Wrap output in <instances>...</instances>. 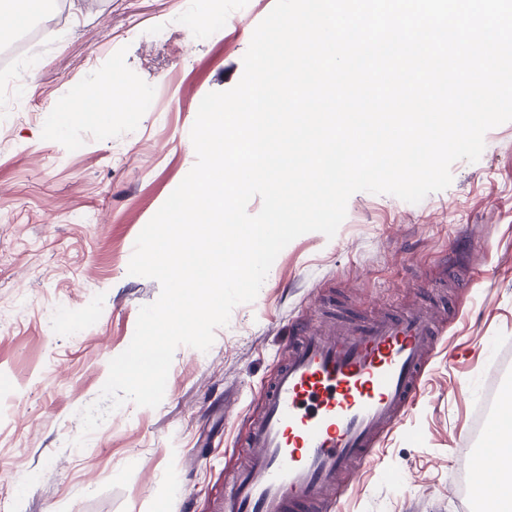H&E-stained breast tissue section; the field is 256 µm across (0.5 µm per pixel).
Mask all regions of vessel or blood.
I'll use <instances>...</instances> for the list:
<instances>
[{
    "mask_svg": "<svg viewBox=\"0 0 512 512\" xmlns=\"http://www.w3.org/2000/svg\"><path fill=\"white\" fill-rule=\"evenodd\" d=\"M436 322L420 309L303 325L261 390L247 436L251 461L226 485L224 512H332L342 478L369 460L418 397ZM465 454L473 460L467 494L479 501L489 491L487 454Z\"/></svg>",
    "mask_w": 512,
    "mask_h": 512,
    "instance_id": "obj_1",
    "label": "vessel or blood"
}]
</instances>
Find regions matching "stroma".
Returning a JSON list of instances; mask_svg holds the SVG:
<instances>
[{
  "label": "stroma",
  "instance_id": "stroma-1",
  "mask_svg": "<svg viewBox=\"0 0 512 512\" xmlns=\"http://www.w3.org/2000/svg\"><path fill=\"white\" fill-rule=\"evenodd\" d=\"M274 5L68 0L42 62L22 65L31 110L0 112V512H218L289 321L331 305L361 320L430 304L448 315L420 394L338 507L475 512L456 450L476 429L491 366L512 368V122L490 129L480 159L455 162L451 185L420 203L353 194L336 235L288 244L208 351L176 350L158 407L126 402L73 444L80 410L98 400L140 307L161 291L129 275L135 240L196 162L202 98L239 82ZM116 60L138 97L170 83L168 102L70 112Z\"/></svg>",
  "mask_w": 512,
  "mask_h": 512
}]
</instances>
